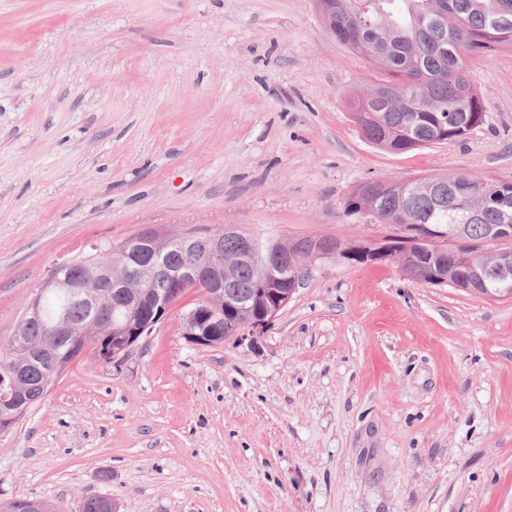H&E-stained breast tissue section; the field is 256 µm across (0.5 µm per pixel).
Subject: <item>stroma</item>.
<instances>
[{
    "mask_svg": "<svg viewBox=\"0 0 512 512\" xmlns=\"http://www.w3.org/2000/svg\"><path fill=\"white\" fill-rule=\"evenodd\" d=\"M485 124L392 153L373 79L313 0H0V342L54 268L152 231L374 237L359 183L512 181V49ZM187 295L120 366L84 353L0 431V501L58 512H512V299L326 264L251 345L200 347Z\"/></svg>",
    "mask_w": 512,
    "mask_h": 512,
    "instance_id": "obj_1",
    "label": "stroma"
}]
</instances>
